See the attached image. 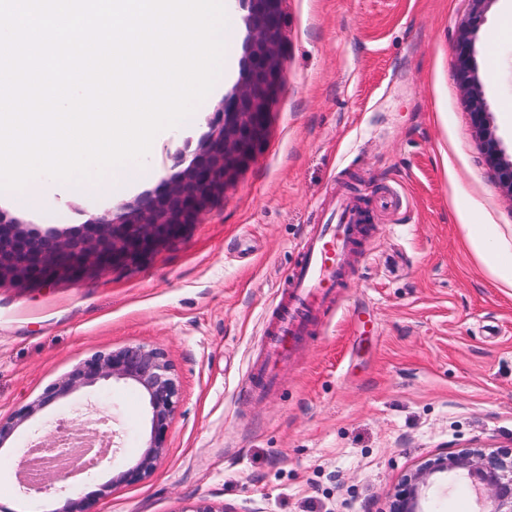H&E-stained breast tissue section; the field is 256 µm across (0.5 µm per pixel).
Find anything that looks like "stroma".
I'll return each mask as SVG.
<instances>
[{"mask_svg":"<svg viewBox=\"0 0 512 512\" xmlns=\"http://www.w3.org/2000/svg\"><path fill=\"white\" fill-rule=\"evenodd\" d=\"M512 0H492L474 51L492 130L512 159ZM471 0H282L285 50L266 143L180 241L125 269L48 285L0 279V417L96 352L161 348L181 389L166 453L148 477L98 496L145 435L139 396L94 395L120 451L74 472L96 512H389L402 478L444 447L512 444V284L475 236L512 246V197L454 75ZM499 60L489 71L487 47ZM219 99L165 129L140 160L153 190L170 154L197 146ZM365 208L347 286L253 398L242 371L266 343L283 280L335 190ZM399 201L379 210L384 193ZM130 193L84 199L58 184L43 210L19 193L0 212L45 233L120 212ZM31 430L0 447V512H55L15 478ZM425 512H478L464 475L437 476Z\"/></svg>","mask_w":512,"mask_h":512,"instance_id":"1","label":"stroma"}]
</instances>
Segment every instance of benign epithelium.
I'll use <instances>...</instances> for the list:
<instances>
[{
	"mask_svg": "<svg viewBox=\"0 0 512 512\" xmlns=\"http://www.w3.org/2000/svg\"><path fill=\"white\" fill-rule=\"evenodd\" d=\"M471 13L460 26L456 44L455 74L469 99L473 126L485 143L490 164L500 183L512 195V161L502 156L491 130L489 108L478 90L473 45L484 12L493 0H472ZM282 0H240L252 18L246 53L250 59L228 97L215 109L211 131L192 154L183 150L172 157L177 172L153 191L124 205V213L107 210L82 229L38 232L26 224L0 219V274L15 273L21 280L48 283L60 276L74 280L90 271H112L154 253L166 243L181 239L188 227L216 201L225 186L252 162L268 132V107L281 81ZM118 383L134 391L147 410L149 432L142 452L131 465L101 485L98 495H108L118 484H132L150 475L163 458L169 423L179 401V385L164 351L147 345H127L96 353L50 386L16 415L0 419V447L20 426L53 403H66L83 390H98ZM60 428L40 438L35 447L45 452L64 441ZM26 462L19 463L16 478L25 490L64 495L57 512H91L88 499L66 496L70 472L52 465L42 467L36 482L24 479ZM466 474L480 484L490 512H512V448L487 452L462 448L443 452L433 461L405 475L390 512H424L422 499L438 474Z\"/></svg>",
	"mask_w": 512,
	"mask_h": 512,
	"instance_id": "7a95c632",
	"label": "benign epithelium"
}]
</instances>
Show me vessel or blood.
<instances>
[{
  "mask_svg": "<svg viewBox=\"0 0 512 512\" xmlns=\"http://www.w3.org/2000/svg\"><path fill=\"white\" fill-rule=\"evenodd\" d=\"M360 212L336 200L322 223L313 225L281 292L276 317L268 325L263 360L252 361L243 375L246 391L268 393L278 385V365L303 335L310 315L328 304L342 285L354 240L360 231Z\"/></svg>",
  "mask_w": 512,
  "mask_h": 512,
  "instance_id": "obj_1",
  "label": "vessel or blood"
}]
</instances>
